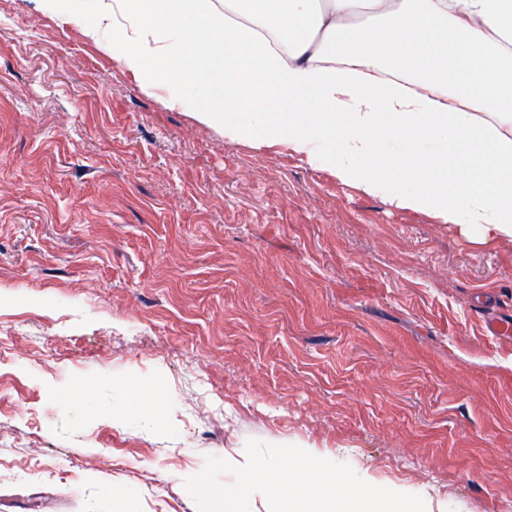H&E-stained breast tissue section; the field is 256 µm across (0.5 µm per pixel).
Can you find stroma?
Returning <instances> with one entry per match:
<instances>
[{"mask_svg":"<svg viewBox=\"0 0 512 512\" xmlns=\"http://www.w3.org/2000/svg\"><path fill=\"white\" fill-rule=\"evenodd\" d=\"M512 243L141 90L0 0V512H197L184 481L295 443L427 512H512ZM169 402L146 430L61 399Z\"/></svg>","mask_w":512,"mask_h":512,"instance_id":"obj_1","label":"stroma"}]
</instances>
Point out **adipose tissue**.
Segmentation results:
<instances>
[{"mask_svg": "<svg viewBox=\"0 0 512 512\" xmlns=\"http://www.w3.org/2000/svg\"><path fill=\"white\" fill-rule=\"evenodd\" d=\"M40 2L199 123L512 243V0Z\"/></svg>", "mask_w": 512, "mask_h": 512, "instance_id": "1", "label": "adipose tissue"}]
</instances>
